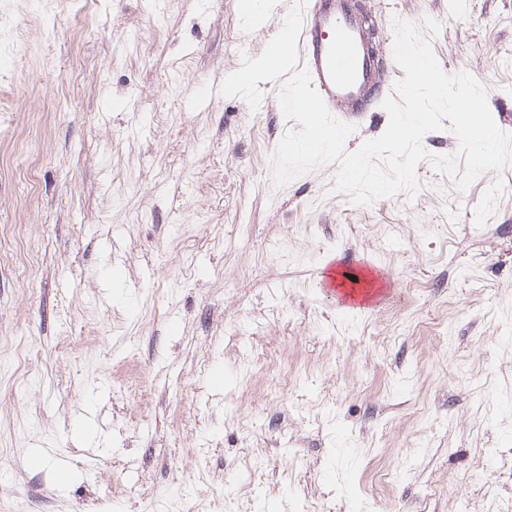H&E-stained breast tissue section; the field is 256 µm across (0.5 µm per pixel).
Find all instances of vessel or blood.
Masks as SVG:
<instances>
[{"mask_svg":"<svg viewBox=\"0 0 512 512\" xmlns=\"http://www.w3.org/2000/svg\"><path fill=\"white\" fill-rule=\"evenodd\" d=\"M300 20V67L335 118L356 124L379 106L389 88L370 45L358 0H308Z\"/></svg>","mask_w":512,"mask_h":512,"instance_id":"1","label":"vessel or blood"}]
</instances>
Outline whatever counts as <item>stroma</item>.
<instances>
[{"mask_svg":"<svg viewBox=\"0 0 512 512\" xmlns=\"http://www.w3.org/2000/svg\"><path fill=\"white\" fill-rule=\"evenodd\" d=\"M272 2L0 0V512H512V163L277 186ZM360 2L512 135V0Z\"/></svg>","mask_w":512,"mask_h":512,"instance_id":"obj_1","label":"stroma"}]
</instances>
